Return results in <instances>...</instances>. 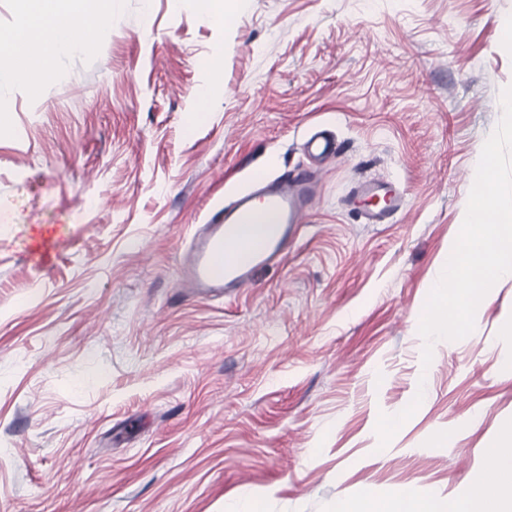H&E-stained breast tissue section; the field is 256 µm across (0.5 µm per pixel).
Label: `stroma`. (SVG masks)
Returning a JSON list of instances; mask_svg holds the SVG:
<instances>
[{"mask_svg": "<svg viewBox=\"0 0 512 512\" xmlns=\"http://www.w3.org/2000/svg\"><path fill=\"white\" fill-rule=\"evenodd\" d=\"M510 18L241 0L225 28L196 0H114L107 40L38 94L0 90V512L455 507L512 430V278L427 366L418 326L512 85ZM320 131L337 156L307 153ZM298 169L317 196L287 256L237 294H180L215 209ZM366 181L400 192L390 223L363 222ZM431 496L420 495L412 490L400 491L394 501V504L384 510L375 500L362 497L358 499H348L342 501L339 512H400L402 505H409V512H431L435 511L429 508Z\"/></svg>", "mask_w": 512, "mask_h": 512, "instance_id": "stroma-1", "label": "stroma"}]
</instances>
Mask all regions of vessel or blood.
<instances>
[{
	"label": "vessel or blood",
	"mask_w": 512,
	"mask_h": 512,
	"mask_svg": "<svg viewBox=\"0 0 512 512\" xmlns=\"http://www.w3.org/2000/svg\"><path fill=\"white\" fill-rule=\"evenodd\" d=\"M306 147L317 159L329 158L337 150L335 139L321 133L313 135ZM360 193L364 196L380 193L389 198L388 208L368 212V223H388L392 212L399 207L400 197L391 188L366 185ZM314 196L311 176L304 170L283 175L259 192L238 196L225 209L223 217L202 225L184 256L179 288L203 297L223 295L248 286L256 268L287 254L303 218L313 207ZM261 207L274 214L276 227L261 246L252 248L245 242L242 230Z\"/></svg>",
	"instance_id": "vessel-or-blood-1"
}]
</instances>
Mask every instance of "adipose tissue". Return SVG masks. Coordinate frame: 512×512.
Masks as SVG:
<instances>
[{
    "label": "adipose tissue",
    "instance_id": "ef3b65f1",
    "mask_svg": "<svg viewBox=\"0 0 512 512\" xmlns=\"http://www.w3.org/2000/svg\"><path fill=\"white\" fill-rule=\"evenodd\" d=\"M26 10L27 37L0 41L10 56V63L0 67V85L29 89L41 86L58 57L84 47L78 33L93 30L105 38L112 21V0H102L103 8L95 15L80 11H62L57 0H23ZM485 479L472 483L458 503L460 512H512V434L495 439L484 450ZM430 498L411 490L400 491L389 508L362 497L342 501L339 512H431Z\"/></svg>",
    "mask_w": 512,
    "mask_h": 512
}]
</instances>
